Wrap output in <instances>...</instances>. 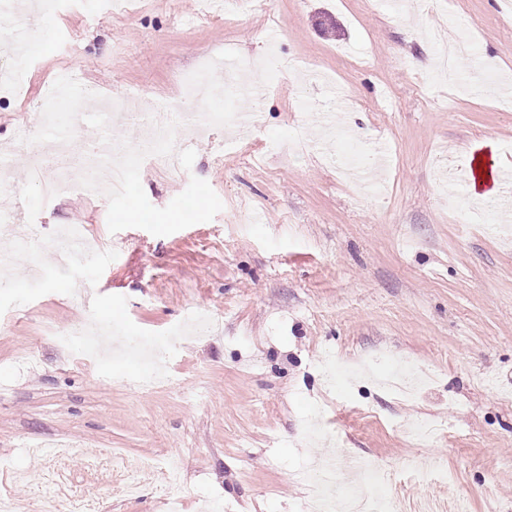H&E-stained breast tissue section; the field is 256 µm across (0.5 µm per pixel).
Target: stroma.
I'll use <instances>...</instances> for the list:
<instances>
[{
  "label": "stroma",
  "instance_id": "stroma-1",
  "mask_svg": "<svg viewBox=\"0 0 512 512\" xmlns=\"http://www.w3.org/2000/svg\"><path fill=\"white\" fill-rule=\"evenodd\" d=\"M14 8L23 34L22 92L0 93V152L8 153L19 224L51 237L88 225L85 261L60 269L53 254L24 255L0 282V490L36 512L45 464L31 445L71 448L68 488L107 512H206L207 499L238 512H299L312 458L334 461L346 486L353 460L391 470L369 484L390 512H426L431 500L467 512H512V235L487 221L468 192L470 162L492 150L512 168V110L421 71L432 56L411 26L466 32L477 55L512 73L508 0H41ZM225 54L258 67L259 107L214 75L216 93L193 112L256 111L235 149L227 132L178 136L196 152L172 176L144 160L150 203L165 207L191 177L223 203L214 219L167 236L110 233L108 200L75 185L47 197L52 170L35 172L40 144L16 145L19 124L38 129L45 86L78 69L83 85L113 104L114 137L145 144L151 105L183 99L185 76ZM346 120L362 137L329 145L323 127ZM385 144L377 191L342 175L348 158ZM222 320L203 339L180 337L164 354L138 341L169 335L192 314ZM89 319L112 330V350L82 353L59 340ZM374 359L371 373L326 383V353ZM409 360L433 380L400 401L379 384ZM169 377L136 386L148 363ZM440 426L428 438L418 423ZM182 467L171 482L169 466Z\"/></svg>",
  "mask_w": 512,
  "mask_h": 512
}]
</instances>
